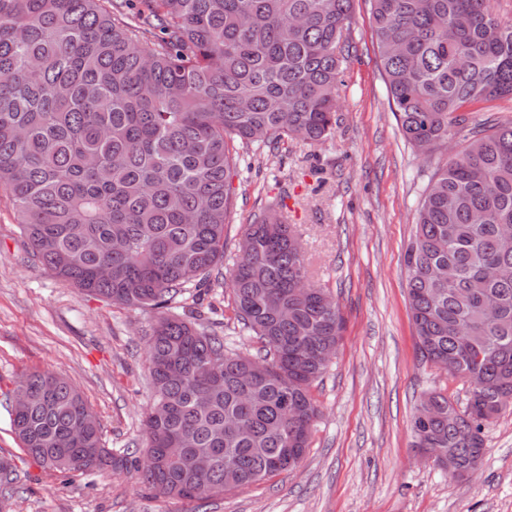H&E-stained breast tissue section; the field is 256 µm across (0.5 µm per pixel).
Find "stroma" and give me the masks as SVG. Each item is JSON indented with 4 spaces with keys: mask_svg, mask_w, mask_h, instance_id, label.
<instances>
[{
    "mask_svg": "<svg viewBox=\"0 0 512 512\" xmlns=\"http://www.w3.org/2000/svg\"><path fill=\"white\" fill-rule=\"evenodd\" d=\"M345 80L331 139L253 155L251 170L234 178L219 274L193 291L198 323L230 348L258 354V339L235 320L230 273L246 225L277 211L297 227L309 269L332 292L345 324L312 387L320 413L299 467L221 496L167 497L130 468L62 474L23 454L7 398L25 373L40 370L76 383L106 447L141 458V423L152 402L146 342L157 312L106 302L45 268L0 189V457L15 466L6 512H512V405L485 428L484 461L472 479L449 478L413 446L420 395L444 388L462 401L468 391L421 357L403 264L417 196L448 153L427 157L403 141L368 0H353Z\"/></svg>",
    "mask_w": 512,
    "mask_h": 512,
    "instance_id": "1",
    "label": "stroma"
}]
</instances>
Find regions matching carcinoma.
I'll use <instances>...</instances> for the list:
<instances>
[{
	"label": "carcinoma",
	"mask_w": 512,
	"mask_h": 512,
	"mask_svg": "<svg viewBox=\"0 0 512 512\" xmlns=\"http://www.w3.org/2000/svg\"><path fill=\"white\" fill-rule=\"evenodd\" d=\"M381 75L399 130L429 156L404 252L421 356L482 388L465 404L423 393L415 447L465 471L484 429L512 403V123L484 129L463 111L512 100V17L498 0H370ZM353 0H0V187L32 255L59 278L127 307H152L153 399L145 454L177 443L175 464L138 480L191 499L291 470L318 416L312 385L343 317L313 283L302 244L276 214L246 226L231 272L240 329L268 364L236 352L185 311L184 296L224 259L240 149L315 145L336 129ZM11 430L45 470L123 469L68 377H23ZM299 416H285L287 403ZM211 452L207 470L194 464Z\"/></svg>",
	"instance_id": "1"
}]
</instances>
